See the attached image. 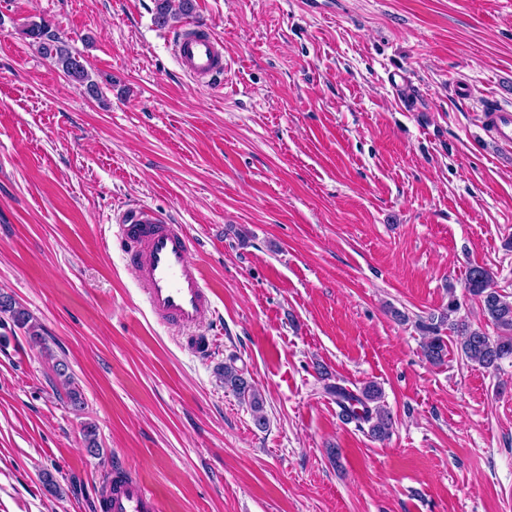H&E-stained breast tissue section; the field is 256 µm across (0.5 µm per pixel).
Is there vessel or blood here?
<instances>
[{"mask_svg":"<svg viewBox=\"0 0 512 512\" xmlns=\"http://www.w3.org/2000/svg\"><path fill=\"white\" fill-rule=\"evenodd\" d=\"M183 73L202 84L219 80L227 69L224 46L204 24L185 28L173 45ZM490 138L499 146L512 145V109L492 105L484 113ZM126 245L125 261L153 318L192 335L193 353L208 357L211 341L200 328L212 308V290L191 258L193 242L184 225L174 224L146 204L134 205L117 219ZM101 512H161L156 495L124 464L112 470Z\"/></svg>","mask_w":512,"mask_h":512,"instance_id":"obj_1","label":"vessel or blood"}]
</instances>
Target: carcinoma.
<instances>
[{
    "instance_id": "obj_1",
    "label": "carcinoma",
    "mask_w": 512,
    "mask_h": 512,
    "mask_svg": "<svg viewBox=\"0 0 512 512\" xmlns=\"http://www.w3.org/2000/svg\"><path fill=\"white\" fill-rule=\"evenodd\" d=\"M194 8V0H157L156 20L159 24L166 25L172 19L177 21L190 16ZM23 33L36 46L37 51L53 59L69 81L85 95L92 98L101 95L98 83L91 79L85 58L72 51L48 23L33 21L27 24ZM465 288L470 295L479 298L484 315L501 334L490 336L480 330H471L464 323L450 320V316L458 310L457 303L452 301L448 304V311L441 315L439 323L419 324V328L428 333L427 340L422 344L423 354L434 365L445 363L448 342L441 335V326L448 322L451 328L461 332L463 336L459 346L462 357L484 368H496L502 361L512 358V297L495 288L492 273L482 266L469 269ZM3 314L9 316L14 327L24 330L30 343L40 347L46 354H51L43 327L10 297L0 294V315ZM55 370L63 378L62 384L67 388L71 405L76 409L82 407L84 401L81 392L75 386L73 377L67 374L65 362L56 361ZM224 387L249 405L257 427L266 425V418L262 415L264 401L261 394L231 362L224 364ZM326 390L336 396V404L341 408L345 419L355 422L361 430L368 429V434L375 440L384 441L389 438L393 429V417L383 404V392L376 382L364 384L356 393L339 385H329Z\"/></svg>"
}]
</instances>
